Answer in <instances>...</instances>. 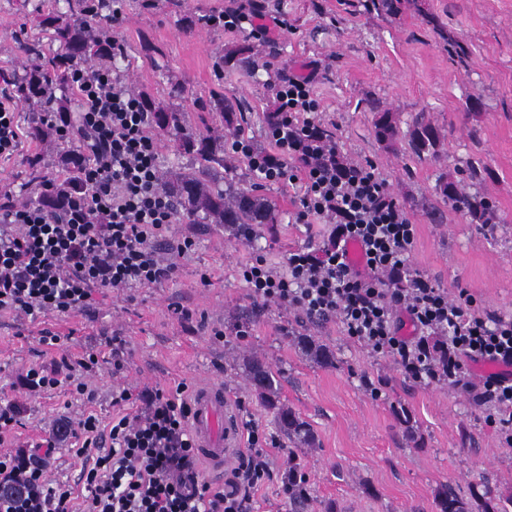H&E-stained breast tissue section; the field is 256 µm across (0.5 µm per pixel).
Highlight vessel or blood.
<instances>
[{"instance_id": "b4317fda", "label": "vessel or blood", "mask_w": 512, "mask_h": 512, "mask_svg": "<svg viewBox=\"0 0 512 512\" xmlns=\"http://www.w3.org/2000/svg\"><path fill=\"white\" fill-rule=\"evenodd\" d=\"M190 422L201 458L210 472L223 473L235 444L234 415L222 387L195 388L191 395Z\"/></svg>"}]
</instances>
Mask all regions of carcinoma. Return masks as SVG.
<instances>
[{"mask_svg": "<svg viewBox=\"0 0 512 512\" xmlns=\"http://www.w3.org/2000/svg\"><path fill=\"white\" fill-rule=\"evenodd\" d=\"M67 10L51 9L36 16V26L47 38L26 40L23 46L33 52L54 49L58 59L49 74L53 88L62 89L69 83V66L74 62L116 59L112 41L101 40L88 22L111 10L112 0H66ZM418 6L417 0H367L366 8L382 14H398L404 9ZM144 110L148 112L152 127L167 137L177 155L188 158L190 167L185 171L171 174L165 181V188L172 195L175 220L187 224H214L224 228L228 236L234 238L243 232L259 234L262 230L274 229L281 223L280 210L272 199L251 190L237 186L233 179L224 177V143L208 134L193 129L185 112L166 102L150 96L142 97ZM211 111L226 126L238 122L237 102L216 95L210 100ZM374 112L375 137L381 142L390 143L396 135V125L392 115L371 104ZM408 145L419 159L437 156L441 141L439 130L418 113L407 130ZM67 173L60 182L61 189L75 194L85 189L80 177L81 161L71 155L65 158ZM465 214L473 222L482 224L488 221V203L480 196L464 197ZM297 343L313 361L326 366L335 365L333 352L312 337L302 334L296 337ZM248 377L258 400L273 415L280 433L288 442L303 448H313L318 439L312 425L300 414L281 401L279 375L265 360L251 357L247 360ZM288 501L293 512H304L309 491L301 467L294 464L288 467ZM439 512H512V495L496 498L489 492L472 490L467 497L445 487L439 493Z\"/></svg>", "mask_w": 512, "mask_h": 512, "instance_id": "carcinoma-1", "label": "carcinoma"}]
</instances>
